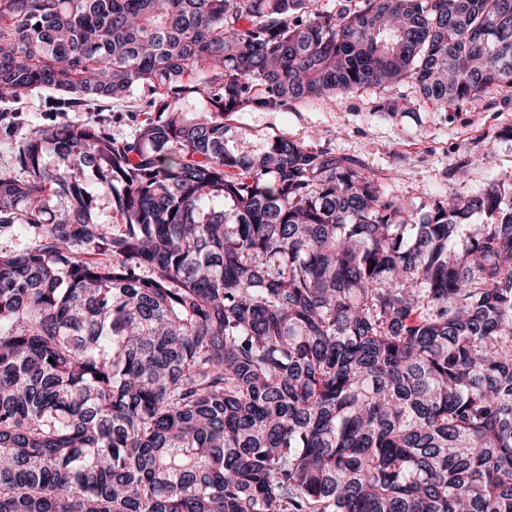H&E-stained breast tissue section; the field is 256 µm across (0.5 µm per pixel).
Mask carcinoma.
I'll return each mask as SVG.
<instances>
[{
	"instance_id": "cac0c4a2",
	"label": "carcinoma",
	"mask_w": 512,
	"mask_h": 512,
	"mask_svg": "<svg viewBox=\"0 0 512 512\" xmlns=\"http://www.w3.org/2000/svg\"><path fill=\"white\" fill-rule=\"evenodd\" d=\"M406 79L512 91V0H0V512H512V177L224 123ZM143 96L144 91L141 88H136L132 96L123 101H113L109 110L105 112H68L70 119L77 123H90L96 121L101 116H108L115 123H112V131L122 135H130L133 132V127L126 121L124 114L125 110L129 109L134 102H139ZM113 116V117H112ZM56 96V93L51 90L34 91L18 103L17 106L24 112L30 113V115L39 116ZM81 181L96 203L95 213L98 219L103 224H116L117 219L112 217V205L108 198L102 196L98 180L91 173H85Z\"/></svg>"
}]
</instances>
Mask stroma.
<instances>
[{
    "instance_id": "35a3bbf8",
    "label": "stroma",
    "mask_w": 512,
    "mask_h": 512,
    "mask_svg": "<svg viewBox=\"0 0 512 512\" xmlns=\"http://www.w3.org/2000/svg\"><path fill=\"white\" fill-rule=\"evenodd\" d=\"M387 102L398 103L399 111H376V104ZM232 124L260 144L288 135L356 158L367 174L387 178L391 193L417 206L447 189L446 171L461 157L469 162L472 188L512 176V139L484 137L490 128L512 126V96L497 89L440 112L423 103L408 80L299 103L285 112H241Z\"/></svg>"
}]
</instances>
